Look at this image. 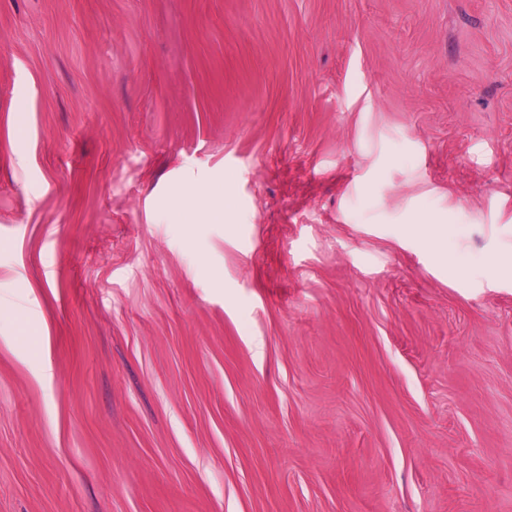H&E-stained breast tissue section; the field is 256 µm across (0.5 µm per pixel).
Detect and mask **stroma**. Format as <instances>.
<instances>
[{
  "mask_svg": "<svg viewBox=\"0 0 512 512\" xmlns=\"http://www.w3.org/2000/svg\"><path fill=\"white\" fill-rule=\"evenodd\" d=\"M510 259L512 0H0V512H512ZM188 201L195 206L198 216L202 221L220 224L224 221V204L214 203L205 196L194 195L188 198Z\"/></svg>",
  "mask_w": 512,
  "mask_h": 512,
  "instance_id": "stroma-1",
  "label": "stroma"
}]
</instances>
